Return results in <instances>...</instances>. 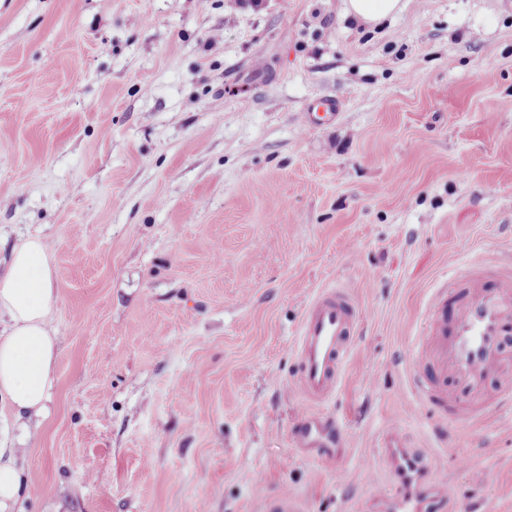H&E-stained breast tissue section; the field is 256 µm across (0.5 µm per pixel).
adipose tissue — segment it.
<instances>
[{"label": "adipose tissue", "mask_w": 512, "mask_h": 512, "mask_svg": "<svg viewBox=\"0 0 512 512\" xmlns=\"http://www.w3.org/2000/svg\"><path fill=\"white\" fill-rule=\"evenodd\" d=\"M53 284L46 245L37 237L14 249L8 273L0 277V314L8 317L0 332V397L19 419L45 415L52 396L57 338L48 315L55 301ZM25 489L15 449L0 448V512H8Z\"/></svg>", "instance_id": "obj_1"}]
</instances>
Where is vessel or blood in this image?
Returning a JSON list of instances; mask_svg holds the SVG:
<instances>
[{"instance_id": "1", "label": "vessel or blood", "mask_w": 512, "mask_h": 512, "mask_svg": "<svg viewBox=\"0 0 512 512\" xmlns=\"http://www.w3.org/2000/svg\"><path fill=\"white\" fill-rule=\"evenodd\" d=\"M454 316H447L448 307ZM429 312L441 336L437 350L419 338L414 353V390L430 400L431 387L423 370L437 359L448 391V418L474 421L472 405L484 393L489 377L512 361V264L493 280L477 269L453 276L447 287L433 291ZM361 312L344 290L325 288L305 309L296 342L300 359L297 385L304 397L320 402L335 393L353 350V330ZM341 425L315 417L301 418L292 436L299 447L316 451L323 463L334 464L335 439ZM384 454L390 487L381 489L385 512H451L445 480L438 469L411 449L398 426L384 431ZM259 512H307L306 505L288 494L265 499Z\"/></svg>"}]
</instances>
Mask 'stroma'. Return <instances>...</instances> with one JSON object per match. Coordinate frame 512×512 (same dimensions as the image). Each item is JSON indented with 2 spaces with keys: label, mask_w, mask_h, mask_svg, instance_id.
<instances>
[{
  "label": "stroma",
  "mask_w": 512,
  "mask_h": 512,
  "mask_svg": "<svg viewBox=\"0 0 512 512\" xmlns=\"http://www.w3.org/2000/svg\"><path fill=\"white\" fill-rule=\"evenodd\" d=\"M403 4L0 0V276L42 238L59 341L27 440L0 399L13 512H381L389 421L458 512H512V410L449 421L408 375L449 252L512 253V0ZM336 283L362 317L312 404L297 333ZM313 414L348 428L338 468L293 441ZM346 12L366 22H377L402 10L401 0H347ZM16 450L0 448V511H7L26 489L23 471L16 465ZM306 505L295 497L283 493L265 499L259 506V512H306Z\"/></svg>",
  "instance_id": "obj_1"
}]
</instances>
